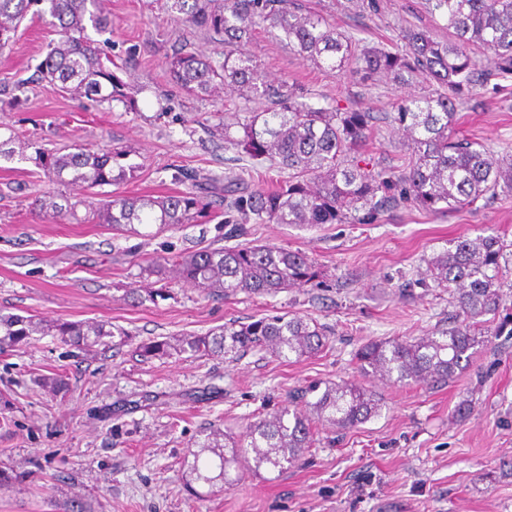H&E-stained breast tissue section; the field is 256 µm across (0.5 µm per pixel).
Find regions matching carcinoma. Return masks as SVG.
<instances>
[{"mask_svg": "<svg viewBox=\"0 0 512 512\" xmlns=\"http://www.w3.org/2000/svg\"><path fill=\"white\" fill-rule=\"evenodd\" d=\"M448 15L452 39L436 41L423 30L404 35L405 49L389 53L375 47L356 50L352 37L337 32L322 17L294 0H165L167 11L206 33L222 38L224 59L182 50L165 61L170 80L195 97L231 90L260 104L240 123L242 136L224 127V142L258 163L288 170L279 187L259 188L247 198L226 203L237 218L227 220L238 234L255 224H374L390 207L411 204L429 211L463 209L498 193H512V155H498L477 143L452 138L458 94L472 83L476 64L471 50L489 53L488 62L503 78L512 77V0H429ZM54 19L59 40L40 62L41 80L62 93L97 102L135 107L125 83L101 61L98 43L87 27L105 31L112 20L100 0H0V48L14 38L32 7ZM266 24L298 54L325 73L359 74L404 82L419 71L448 92L407 97L392 121L414 145L398 170H375L358 153L372 135L371 116L349 106L316 107L299 99L284 83L273 84L247 45L253 29ZM128 152H100L81 146L65 154L34 147L29 156L52 184L113 185L134 166ZM194 193L164 197L115 196L90 211L98 224L137 232L135 225L185 224L209 208ZM176 277L225 297L245 292L266 295L302 288L315 278L306 254L266 244L204 249L155 261L149 272ZM509 272L503 244L494 236L463 238L428 260L427 277L436 288L451 290L459 319L448 328L410 340H370L355 355L364 374L386 383L446 382L469 361L468 351L485 342V317L496 313L499 288ZM52 334L70 346L87 349L127 344L132 337L100 322L58 319L44 323L31 316L0 313V351L22 345L34 335ZM326 330L300 316L275 315L248 324L228 323L203 336L173 345L166 340L137 346L146 358L190 353L211 356L262 348L275 356L299 360L327 346ZM380 409V399L350 382L314 384L289 395L274 413L246 426L239 436L214 428L192 453L189 473L210 486L228 483L230 468L253 473L282 471L313 442L312 425L346 430L366 422Z\"/></svg>", "mask_w": 512, "mask_h": 512, "instance_id": "obj_1", "label": "carcinoma"}]
</instances>
